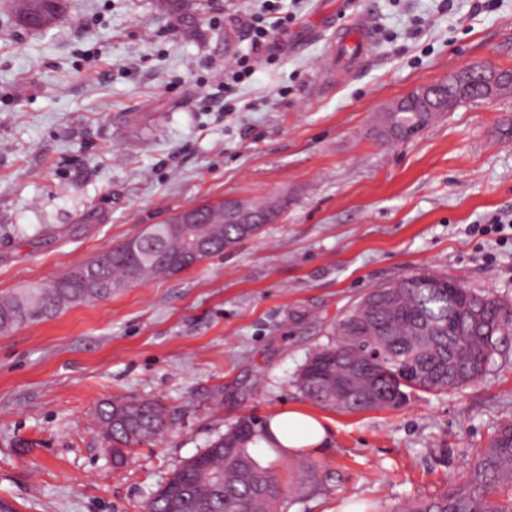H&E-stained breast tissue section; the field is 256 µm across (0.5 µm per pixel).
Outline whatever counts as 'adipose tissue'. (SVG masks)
I'll list each match as a JSON object with an SVG mask.
<instances>
[{
    "mask_svg": "<svg viewBox=\"0 0 512 512\" xmlns=\"http://www.w3.org/2000/svg\"><path fill=\"white\" fill-rule=\"evenodd\" d=\"M265 428V433L257 440L258 447H277L286 454L301 448L321 447L327 436L321 419L297 409L275 414Z\"/></svg>",
    "mask_w": 512,
    "mask_h": 512,
    "instance_id": "adipose-tissue-1",
    "label": "adipose tissue"
}]
</instances>
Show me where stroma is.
Masks as SVG:
<instances>
[{
    "instance_id": "stroma-1",
    "label": "stroma",
    "mask_w": 512,
    "mask_h": 512,
    "mask_svg": "<svg viewBox=\"0 0 512 512\" xmlns=\"http://www.w3.org/2000/svg\"><path fill=\"white\" fill-rule=\"evenodd\" d=\"M77 0L49 28L0 6V296L48 283L181 209L279 199L231 251L0 333V505L9 512H142L182 460L242 416L323 418L321 448L255 449L279 512L345 501L394 512L461 477L512 422V329L485 374L397 409L348 414L294 384L370 289L419 270L512 305V94L463 102L402 139L383 109L467 64L512 69V0H354L375 32L337 77L319 15L252 49L247 0ZM252 54L250 78L224 64ZM162 405L169 428L105 450L96 409Z\"/></svg>"
}]
</instances>
